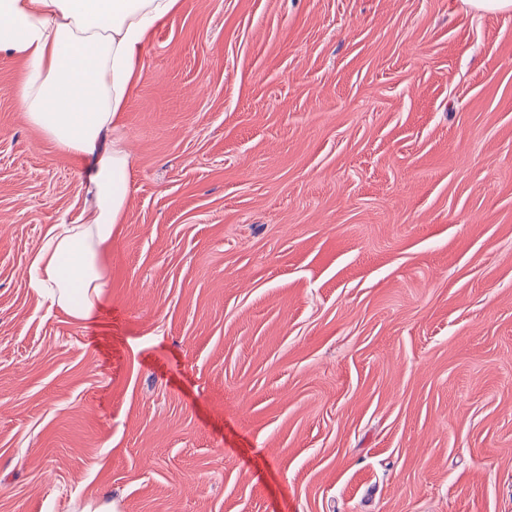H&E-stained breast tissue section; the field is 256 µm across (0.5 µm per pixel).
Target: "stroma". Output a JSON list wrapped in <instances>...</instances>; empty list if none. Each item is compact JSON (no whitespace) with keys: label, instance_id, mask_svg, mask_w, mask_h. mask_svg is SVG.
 I'll return each mask as SVG.
<instances>
[{"label":"stroma","instance_id":"1","mask_svg":"<svg viewBox=\"0 0 512 512\" xmlns=\"http://www.w3.org/2000/svg\"><path fill=\"white\" fill-rule=\"evenodd\" d=\"M22 76L0 55V512H512V13L181 0L82 322L22 275L85 206Z\"/></svg>","mask_w":512,"mask_h":512}]
</instances>
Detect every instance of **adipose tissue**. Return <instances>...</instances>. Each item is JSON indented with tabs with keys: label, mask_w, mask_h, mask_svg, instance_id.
<instances>
[{
	"label": "adipose tissue",
	"mask_w": 512,
	"mask_h": 512,
	"mask_svg": "<svg viewBox=\"0 0 512 512\" xmlns=\"http://www.w3.org/2000/svg\"><path fill=\"white\" fill-rule=\"evenodd\" d=\"M180 0H0V54L21 60L28 122L85 159L91 201L79 222L52 225L25 267L29 288L71 318H91L109 277L101 262L130 193L121 117L154 30Z\"/></svg>",
	"instance_id": "ef3b65f1"
}]
</instances>
